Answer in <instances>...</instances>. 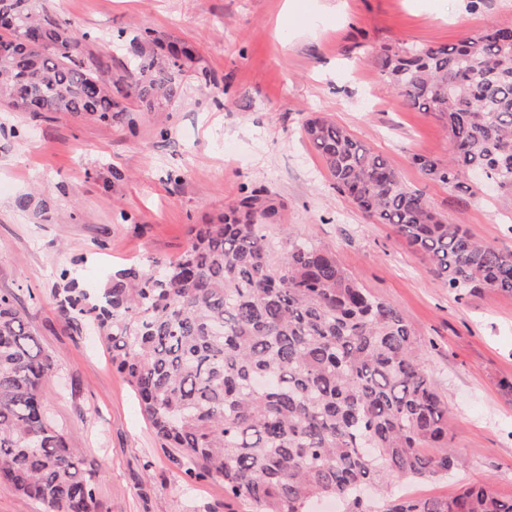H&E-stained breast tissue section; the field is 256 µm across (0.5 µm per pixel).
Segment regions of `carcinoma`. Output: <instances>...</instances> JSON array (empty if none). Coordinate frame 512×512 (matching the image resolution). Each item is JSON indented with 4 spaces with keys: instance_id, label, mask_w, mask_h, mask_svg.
I'll return each instance as SVG.
<instances>
[{
    "instance_id": "1",
    "label": "carcinoma",
    "mask_w": 512,
    "mask_h": 512,
    "mask_svg": "<svg viewBox=\"0 0 512 512\" xmlns=\"http://www.w3.org/2000/svg\"><path fill=\"white\" fill-rule=\"evenodd\" d=\"M0 0L21 35H0V102L27 112L101 121L134 97L162 112L177 93L182 44L168 54L134 47L119 88L84 66L88 34L36 5ZM381 76L415 109L441 120L446 161L414 157L422 174L453 189L481 171L512 193V33L492 27L452 45L384 48ZM302 133L333 188L396 233L458 293H512V252L496 250L435 212L379 153L319 115ZM276 208L260 192L212 224L190 226L176 258L131 264L95 298L65 279L57 308L66 324L93 322L112 364L144 414L193 478L224 479V495L254 512H308L333 498L344 512H512L491 482L450 498L394 495L392 485L461 466L448 439V403L427 371L411 325L339 263L336 253L288 235L278 261L263 233ZM53 369L28 312L0 293V483L46 512H94L93 472L46 419L42 387Z\"/></svg>"
}]
</instances>
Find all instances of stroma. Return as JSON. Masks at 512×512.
Returning <instances> with one entry per match:
<instances>
[{
  "instance_id": "obj_1",
  "label": "stroma",
  "mask_w": 512,
  "mask_h": 512,
  "mask_svg": "<svg viewBox=\"0 0 512 512\" xmlns=\"http://www.w3.org/2000/svg\"><path fill=\"white\" fill-rule=\"evenodd\" d=\"M90 35L82 59L131 70L144 33L192 44L180 93L137 127L0 106V293L33 317L54 360L47 418L94 473L95 512H253L222 479L193 481L147 421L133 388L90 331L60 319L61 271L97 294L131 262L173 258L188 228L243 194L279 207L265 233L332 249L377 297L400 308L448 402L456 475L406 480L395 494L448 498L491 480L512 499V294L458 295L388 224L336 192L301 135L319 113L388 158L429 205L500 251H512V197L486 185L462 192L428 180L413 158L447 159L452 143L431 113L383 80L387 46L452 44L489 26L512 28V0H44ZM28 207H19L20 199Z\"/></svg>"
}]
</instances>
